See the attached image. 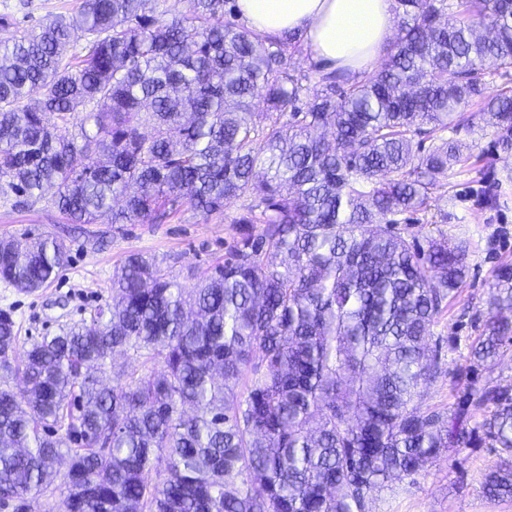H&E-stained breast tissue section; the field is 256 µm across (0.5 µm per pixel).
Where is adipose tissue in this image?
Instances as JSON below:
<instances>
[{
  "label": "adipose tissue",
  "mask_w": 512,
  "mask_h": 512,
  "mask_svg": "<svg viewBox=\"0 0 512 512\" xmlns=\"http://www.w3.org/2000/svg\"><path fill=\"white\" fill-rule=\"evenodd\" d=\"M395 0H235L234 11L267 38L297 33L322 73L374 72L395 24Z\"/></svg>",
  "instance_id": "obj_1"
}]
</instances>
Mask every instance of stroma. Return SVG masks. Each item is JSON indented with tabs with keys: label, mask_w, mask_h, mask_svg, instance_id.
Segmentation results:
<instances>
[{
	"label": "stroma",
	"mask_w": 512,
	"mask_h": 512,
	"mask_svg": "<svg viewBox=\"0 0 512 512\" xmlns=\"http://www.w3.org/2000/svg\"><path fill=\"white\" fill-rule=\"evenodd\" d=\"M80 3L0 0V17L9 19L0 26V42L14 38L19 27L74 15ZM466 111L470 122L447 134L460 145L465 165L443 177L445 199L406 226L408 236L420 242L442 234L449 243L461 242L467 249L464 282L432 328L433 335L444 339L474 335L475 321L484 317L496 268L512 262V148L500 145L497 129L475 116L474 106ZM239 209L235 203L220 215L189 210L165 224H130L124 234H106L96 246L88 240L85 225H73L64 238L68 262L57 279L29 293L0 281V310H13L22 343L54 335L105 302L113 273L132 252L156 256L184 287H192L194 273L223 262L225 247L236 233L230 219ZM65 225L64 216L48 203L27 208L0 199V238L55 234ZM441 362L446 374L418 399L420 407L448 409L460 394L455 376L468 365L465 348L442 347ZM496 461L495 451L486 447L440 457L415 482L394 484L392 493L373 503L372 512H512V502L487 499L480 487L484 472Z\"/></svg>",
	"instance_id": "obj_1"
}]
</instances>
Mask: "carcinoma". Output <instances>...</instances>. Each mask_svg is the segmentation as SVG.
<instances>
[{"label":"carcinoma","instance_id":"carcinoma-1","mask_svg":"<svg viewBox=\"0 0 512 512\" xmlns=\"http://www.w3.org/2000/svg\"><path fill=\"white\" fill-rule=\"evenodd\" d=\"M232 14L229 0H83L0 43L1 196L34 206L53 188L68 223L116 233L241 202L224 263L190 291L131 252L110 299L53 336L21 348L0 310V372L23 384L0 386V501L25 512L66 456L62 512H367L389 481L482 445L499 458L483 494L511 501L512 387L468 379L451 409L415 404L444 374L431 328L466 248H424L398 224L466 162L444 133L486 71L512 70V5L396 0L376 72L314 79L292 68L298 37ZM482 119L512 145V89ZM67 261L53 235L0 238V281L22 290ZM505 309L507 263L466 339L469 372L512 346ZM117 351L137 365L106 386L94 373Z\"/></svg>","mask_w":512,"mask_h":512}]
</instances>
